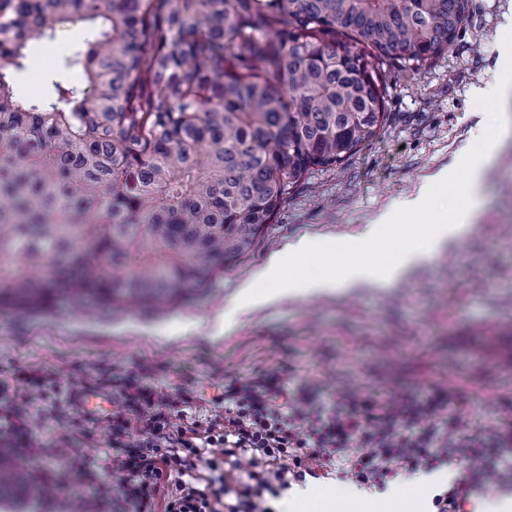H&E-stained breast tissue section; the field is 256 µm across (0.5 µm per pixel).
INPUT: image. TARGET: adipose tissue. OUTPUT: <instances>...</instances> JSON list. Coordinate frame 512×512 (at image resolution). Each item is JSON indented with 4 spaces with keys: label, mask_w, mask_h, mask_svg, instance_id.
<instances>
[{
    "label": "adipose tissue",
    "mask_w": 512,
    "mask_h": 512,
    "mask_svg": "<svg viewBox=\"0 0 512 512\" xmlns=\"http://www.w3.org/2000/svg\"><path fill=\"white\" fill-rule=\"evenodd\" d=\"M503 134V126L477 123L459 152L466 164L463 178L452 182L444 173L433 177L414 197L403 200L399 207L386 210L367 224L360 235L337 242L303 237L271 253L253 277L254 282L264 284V292L246 291L244 302L225 313V323H232L252 303L336 288L387 287L419 269L429 253L443 250L466 230L482 199L480 184L484 167ZM448 193L461 201L454 221L437 217L422 228L406 227L400 242H393V226L399 214L424 211L432 198ZM312 257L321 261L323 272L301 274L303 261Z\"/></svg>",
    "instance_id": "obj_1"
}]
</instances>
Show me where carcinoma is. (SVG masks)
<instances>
[{"mask_svg": "<svg viewBox=\"0 0 512 512\" xmlns=\"http://www.w3.org/2000/svg\"><path fill=\"white\" fill-rule=\"evenodd\" d=\"M469 0H0V308L165 307L247 256L291 190L387 124L385 68L455 43ZM99 26L22 101L30 39ZM46 487L0 464V500Z\"/></svg>", "mask_w": 512, "mask_h": 512, "instance_id": "cac0c4a2", "label": "carcinoma"}]
</instances>
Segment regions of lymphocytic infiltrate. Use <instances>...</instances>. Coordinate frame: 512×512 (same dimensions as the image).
<instances>
[{
	"mask_svg": "<svg viewBox=\"0 0 512 512\" xmlns=\"http://www.w3.org/2000/svg\"><path fill=\"white\" fill-rule=\"evenodd\" d=\"M120 395L125 410L112 417L119 476L94 485L104 512H276L274 501L293 483L344 456L352 479L367 486L385 487L403 469L430 472L456 460L473 479L488 481L505 474L501 450L512 442L509 420L460 444L456 398L442 387L398 401L340 392L326 407L308 384L288 399L277 375L240 379L224 386L223 422L201 432L172 420L187 395L155 391L131 375ZM357 443L361 453L349 455ZM202 467L207 476L199 475ZM171 478L175 492L161 497Z\"/></svg>",
	"mask_w": 512,
	"mask_h": 512,
	"instance_id": "f902f5d3",
	"label": "lymphocytic infiltrate"
}]
</instances>
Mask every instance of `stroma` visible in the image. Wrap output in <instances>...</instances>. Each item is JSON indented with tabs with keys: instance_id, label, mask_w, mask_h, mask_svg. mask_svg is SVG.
<instances>
[{
	"instance_id": "35a3bbf8",
	"label": "stroma",
	"mask_w": 512,
	"mask_h": 512,
	"mask_svg": "<svg viewBox=\"0 0 512 512\" xmlns=\"http://www.w3.org/2000/svg\"><path fill=\"white\" fill-rule=\"evenodd\" d=\"M512 0H471L456 44L432 65L414 70L396 65L385 73L388 121L383 133L347 163L314 172L291 190L272 224L259 233L250 254L228 264L206 288L164 309L145 306L93 308L54 301L33 309L0 312V402L19 406L33 426L35 447L56 449L117 473L120 454L112 447L113 397L78 428L66 416L41 417L43 404L31 396L17 371L51 373L64 387L84 382L98 390L103 374L139 376L155 390L189 392L191 404L173 420L205 429L224 416V383L261 373L288 371L289 387L322 381L321 401L349 391L363 398L402 396L431 385L448 387L463 402L461 436L494 432L512 418V134L484 171L483 203L457 243L431 254L414 276L388 288L339 289L287 298L253 309L230 332L215 321L269 254L302 236L345 238L378 212L414 194L423 179L454 167L470 129L495 116L512 124V95L475 102L474 87L496 78L508 59L502 27ZM92 35L91 26L60 27L54 36L28 44L25 68L14 71L17 97L37 102L51 82L82 84L80 70L66 60ZM462 475L449 465L417 484L416 473L400 471L386 488H368L344 478L341 467L325 477L293 484L289 497L323 489L364 503L367 512L384 499L421 486L414 512H435L433 499ZM89 470L72 469L70 494H54L0 512H99L82 492Z\"/></svg>"
}]
</instances>
